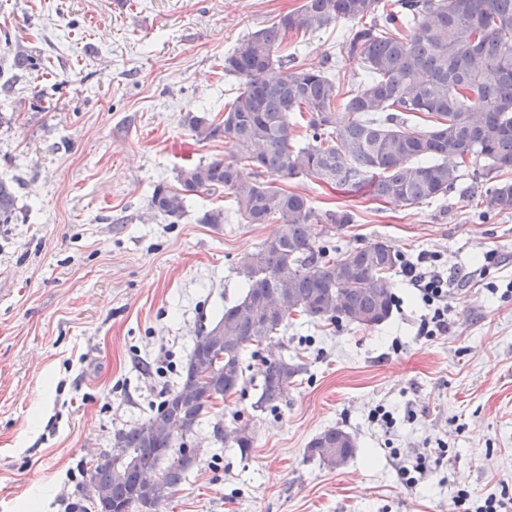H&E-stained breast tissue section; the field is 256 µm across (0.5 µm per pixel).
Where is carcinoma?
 Returning <instances> with one entry per match:
<instances>
[{
	"instance_id": "obj_1",
	"label": "carcinoma",
	"mask_w": 512,
	"mask_h": 512,
	"mask_svg": "<svg viewBox=\"0 0 512 512\" xmlns=\"http://www.w3.org/2000/svg\"><path fill=\"white\" fill-rule=\"evenodd\" d=\"M338 19L357 22L342 49L367 71L344 94L331 55L301 64L288 50V38ZM224 73L240 79L224 120L189 114L185 122L201 141L224 139L230 159L181 169L178 188L155 189L149 207L174 220L188 196L225 190L244 223L277 229L241 258L243 297L196 337L178 385L152 415L115 432L112 452L89 468L69 512H146L142 480L154 472L172 498L198 459L188 437L216 400L243 388L244 351L279 336L291 314L334 321L344 301L350 323L372 328L391 317V271L400 261L394 246L312 241L308 224L343 226L352 214L319 213L276 182L304 174L411 206L448 195L471 167L492 182L483 203L512 209V181L504 178L512 170V0H303L242 39L224 57ZM15 211L14 190L0 180V224ZM302 371L286 359L266 361L253 409L277 408ZM172 418L182 423L179 436L150 433ZM242 430L216 435L246 455L254 437ZM356 448L349 432L331 427L311 439L307 453L339 468Z\"/></svg>"
}]
</instances>
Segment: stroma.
I'll use <instances>...</instances> for the list:
<instances>
[{"label":"stroma","instance_id":"1","mask_svg":"<svg viewBox=\"0 0 512 512\" xmlns=\"http://www.w3.org/2000/svg\"><path fill=\"white\" fill-rule=\"evenodd\" d=\"M302 0H0V178L16 190L0 224V512H64L115 432L145 421L178 381L196 337L243 292L239 260L275 227L246 224L224 191L192 197L170 223L148 199L184 167L228 157L187 114L223 120L239 80L224 58ZM340 19L306 35L298 60L332 54L341 90L363 67L341 49ZM24 52L52 74L17 72ZM283 187L319 212L317 242L382 238L448 279V332L394 269L397 305L363 328L297 314L243 354L247 383L195 429L197 465L162 512H451L460 489L512 496V210L491 211L465 172L431 203H386L301 175ZM220 209L224 222L202 223ZM169 355L171 366L158 369ZM304 371L277 409L253 410L266 361ZM392 412L385 428L375 409ZM248 426L249 455L213 436ZM330 427L356 454L331 469L306 448ZM430 454L415 487L401 461Z\"/></svg>","mask_w":512,"mask_h":512}]
</instances>
